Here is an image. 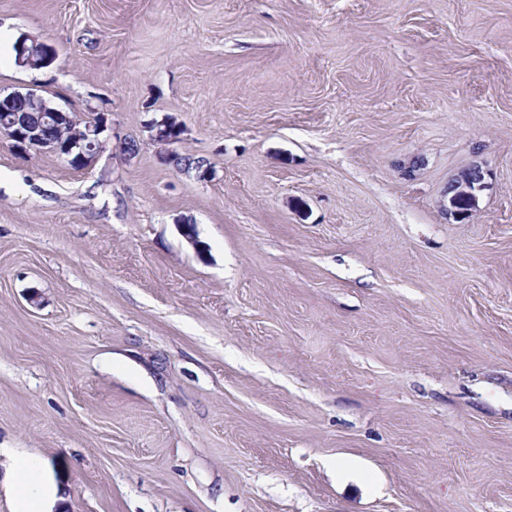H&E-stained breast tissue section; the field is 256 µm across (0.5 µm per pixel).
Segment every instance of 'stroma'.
I'll use <instances>...</instances> for the list:
<instances>
[{
  "label": "stroma",
  "instance_id": "obj_1",
  "mask_svg": "<svg viewBox=\"0 0 512 512\" xmlns=\"http://www.w3.org/2000/svg\"><path fill=\"white\" fill-rule=\"evenodd\" d=\"M30 90L105 149L0 137V512H512V0H0ZM27 40L28 39H20L15 45L17 53V56H15L16 64H18L19 62L20 64H23L25 66L35 64L40 66V63L42 62H45L47 64H50L52 62L54 48L51 45L45 42L32 41V45L30 46L27 43ZM85 124L88 125L82 130V133L78 134L71 146L65 145L66 154L72 153L73 148L78 149L77 160L82 169L92 167L103 152L104 145L101 140V134L106 127L102 122L97 124L87 122ZM11 476L15 512H50L49 505L57 497V488L46 482L38 456L18 460Z\"/></svg>",
  "mask_w": 512,
  "mask_h": 512
}]
</instances>
